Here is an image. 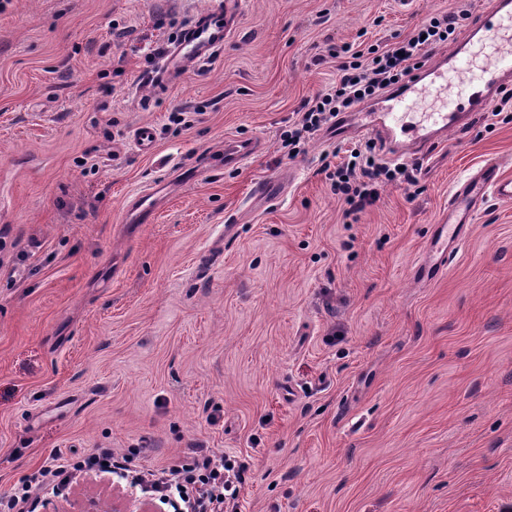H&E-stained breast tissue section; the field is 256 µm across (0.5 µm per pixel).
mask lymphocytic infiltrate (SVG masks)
Wrapping results in <instances>:
<instances>
[{
	"instance_id": "lymphocytic-infiltrate-1",
	"label": "lymphocytic infiltrate",
	"mask_w": 512,
	"mask_h": 512,
	"mask_svg": "<svg viewBox=\"0 0 512 512\" xmlns=\"http://www.w3.org/2000/svg\"><path fill=\"white\" fill-rule=\"evenodd\" d=\"M470 14L466 5L430 17L407 36L361 50L349 45H328L335 59L336 82L327 92L304 100L294 121L280 134L282 148L296 156L325 125L335 123L340 113L382 90L397 85L411 72L425 66L432 47L447 42ZM326 182L353 216L373 205L379 187L413 185L416 167L383 164L374 142L333 149L324 155L320 169ZM145 449L115 453L94 448L79 456L55 451L18 484L0 494V512H39L47 497L67 498L73 485L90 473H105L121 482L138 486L158 497L168 512H236L247 466L210 448H192L177 463L147 467L140 459Z\"/></svg>"
}]
</instances>
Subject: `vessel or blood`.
<instances>
[{
    "label": "vessel or blood",
    "mask_w": 512,
    "mask_h": 512,
    "mask_svg": "<svg viewBox=\"0 0 512 512\" xmlns=\"http://www.w3.org/2000/svg\"><path fill=\"white\" fill-rule=\"evenodd\" d=\"M239 0H222L196 13L167 48L153 82L157 89L180 81L193 67L221 50L230 31V15ZM512 85V0H490L467 40L448 56L437 57L396 88L378 97L374 109L350 112L337 121L329 136L350 134L383 143L390 156H429L451 131L463 129L474 116L491 112L500 89ZM262 148L260 142L229 139L224 164L234 166ZM153 190L139 193L128 205L125 220L148 224L154 218ZM512 201V178L495 162L485 163L459 182L448 200V218L441 231L461 240L477 202L487 196Z\"/></svg>",
    "instance_id": "obj_1"
}]
</instances>
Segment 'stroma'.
Segmentation results:
<instances>
[{"label": "stroma", "mask_w": 512, "mask_h": 512, "mask_svg": "<svg viewBox=\"0 0 512 512\" xmlns=\"http://www.w3.org/2000/svg\"><path fill=\"white\" fill-rule=\"evenodd\" d=\"M212 2L0 10V493L55 449L157 466L198 445L249 463L238 512H512V202L419 273L454 186L488 159L512 177V114L349 218L326 132L293 159L279 140L336 78L326 44H385L457 0H240L223 50L156 93L148 53ZM229 138L264 148L228 167ZM264 177L282 193L252 202ZM162 182L153 222L124 223ZM92 498L127 506L99 475L54 506Z\"/></svg>", "instance_id": "35a3bbf8"}]
</instances>
